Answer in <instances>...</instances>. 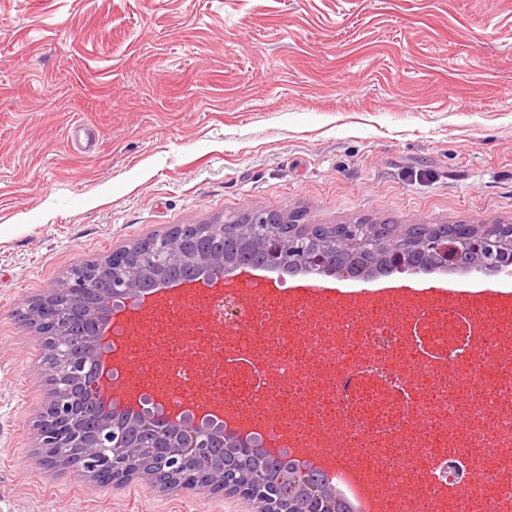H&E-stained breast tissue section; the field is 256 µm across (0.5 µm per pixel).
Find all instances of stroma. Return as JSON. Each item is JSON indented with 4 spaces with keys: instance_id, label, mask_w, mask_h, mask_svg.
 <instances>
[{
    "instance_id": "35a3bbf8",
    "label": "stroma",
    "mask_w": 512,
    "mask_h": 512,
    "mask_svg": "<svg viewBox=\"0 0 512 512\" xmlns=\"http://www.w3.org/2000/svg\"><path fill=\"white\" fill-rule=\"evenodd\" d=\"M512 224V0H0V512H255L46 471L22 319L179 224Z\"/></svg>"
}]
</instances>
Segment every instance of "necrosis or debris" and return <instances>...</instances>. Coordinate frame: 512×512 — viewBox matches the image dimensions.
Wrapping results in <instances>:
<instances>
[{"label":"necrosis or debris","instance_id":"necrosis-or-debris-1","mask_svg":"<svg viewBox=\"0 0 512 512\" xmlns=\"http://www.w3.org/2000/svg\"><path fill=\"white\" fill-rule=\"evenodd\" d=\"M224 298L237 308L234 320L206 309L208 327L224 338V371L178 393L181 412L219 402L225 421L310 469L345 461L349 468L338 482L351 475L396 488L401 512H498L512 505V460H498L490 471L479 454L489 445L512 447V362L478 358L476 336L449 335V325H466L467 316L442 305L401 317L389 304L368 318L313 306L286 315L234 288ZM370 349L378 361L367 359ZM271 362L293 397H281L268 380ZM338 415L348 433L331 448L323 430ZM278 418L289 433L275 426ZM366 447L378 449L380 465L362 464ZM420 448L433 452L429 469L415 463Z\"/></svg>","mask_w":512,"mask_h":512}]
</instances>
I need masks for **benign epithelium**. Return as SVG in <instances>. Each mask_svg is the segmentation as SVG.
<instances>
[{
    "instance_id": "1",
    "label": "benign epithelium",
    "mask_w": 512,
    "mask_h": 512,
    "mask_svg": "<svg viewBox=\"0 0 512 512\" xmlns=\"http://www.w3.org/2000/svg\"><path fill=\"white\" fill-rule=\"evenodd\" d=\"M254 218L267 230L248 242L260 244L277 258L299 253L307 268L323 274L335 272L327 265V249L338 248L358 256L375 255V240L382 233L395 230L393 224H290L285 229L275 214L259 212ZM224 228L223 224L178 225L162 235L115 250L100 263L73 268L47 296L29 306L27 314L41 327L44 340L51 342L60 375L48 405L50 416L39 420L36 426L40 447L64 448L67 456L80 461L98 460L114 482L123 481L138 461L150 456L152 449L162 442L171 448L169 459L176 467L203 464L212 448L226 449L227 458L234 461H244L262 452L260 444L222 420L171 410L149 416L142 412L143 405L138 400L121 411H104V428L91 439L80 424V399L72 398L69 390L72 379L81 375L78 368H92L101 358L98 337L90 336L82 342L84 356L82 365H77L73 340L63 326L64 312L72 301L92 291L102 274H110L112 291L97 296L89 311L97 320L98 330L105 332L111 315L131 312L140 304L141 295L132 286L134 273L156 271L186 257L192 236L208 237L217 245L201 259L194 283L205 285L222 280L227 273L224 254L219 249ZM411 249L439 256L448 266L457 265L464 251L485 268L511 266L512 224H408L401 234L386 242V252L377 255L385 263H404ZM238 493L252 501L257 512L283 510L280 492L275 489L241 488Z\"/></svg>"
}]
</instances>
